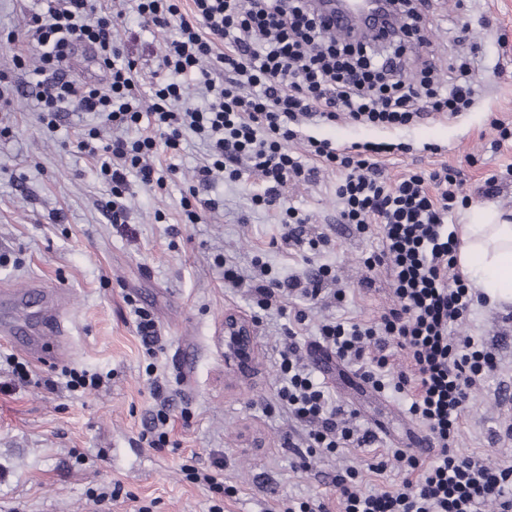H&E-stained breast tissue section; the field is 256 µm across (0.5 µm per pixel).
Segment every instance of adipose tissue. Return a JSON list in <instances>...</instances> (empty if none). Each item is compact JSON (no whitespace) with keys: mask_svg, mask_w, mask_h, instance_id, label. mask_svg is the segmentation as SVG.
Returning a JSON list of instances; mask_svg holds the SVG:
<instances>
[{"mask_svg":"<svg viewBox=\"0 0 512 512\" xmlns=\"http://www.w3.org/2000/svg\"><path fill=\"white\" fill-rule=\"evenodd\" d=\"M459 264L488 299L512 301V221L475 206L461 229Z\"/></svg>","mask_w":512,"mask_h":512,"instance_id":"1","label":"adipose tissue"}]
</instances>
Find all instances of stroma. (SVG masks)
Returning a JSON list of instances; mask_svg holds the SVG:
<instances>
[{"mask_svg": "<svg viewBox=\"0 0 512 512\" xmlns=\"http://www.w3.org/2000/svg\"><path fill=\"white\" fill-rule=\"evenodd\" d=\"M46 0H0V70L9 74L0 89V289L21 288L39 280L63 294L61 313L68 325L62 362L37 360L0 339V512H287L305 500L328 503L339 512L335 478L360 467L368 448H341L297 458L285 445L299 433L278 406V350L287 315L277 311L256 320L255 359L247 375L224 367V315L252 317L255 302L246 289L224 285V262L251 271L262 256L280 276L312 273L318 262L336 270L344 300L325 295L311 305V327L300 338L309 344L315 325L334 317L377 318L391 303L385 276L359 289L362 257L375 250V238L341 223L336 207V172L321 170L316 181L290 182L285 205L299 209L309 232L332 239L322 256L288 249L280 241L276 212L254 207L261 192L258 174L237 182L200 185L199 167L207 150L184 141L164 153L160 165L178 174L165 190L153 192L131 182L127 203L131 235L117 232L103 206L108 189L90 156L77 152V136L97 119L63 111L55 132L37 120L32 95L38 80L14 69L12 57L34 50L24 35L30 13ZM121 36L142 84L154 82L166 37L139 34L131 0ZM424 31L439 73L475 54L477 100L456 117L380 129L346 119L304 127L303 132L336 146L393 143L384 156L391 177L428 173L447 165L460 170L470 204L512 215V140L492 151L497 117L512 127V0H469L464 11L449 10L448 0H431ZM496 177L499 191L484 195V182ZM219 198L223 209L207 223L185 221L181 201L190 189ZM153 315L162 348L147 354L136 332L134 308ZM512 302L476 308L461 328L476 343L493 347L500 369L478 391L458 434V452L477 454L493 466H512V446L495 440L512 425L500 390L512 393V326L501 317ZM22 363L29 379L12 376ZM98 376L99 386L75 388L73 373ZM324 379L350 426L380 438V453L407 448L417 423L406 414V400L383 395L365 384L353 368L332 360ZM167 385L172 399L167 424L170 443L156 450L139 439L160 402L154 382ZM190 419H182V412ZM224 466L232 495L220 496L203 476L214 461Z\"/></svg>", "mask_w": 512, "mask_h": 512, "instance_id": "stroma-1", "label": "stroma"}]
</instances>
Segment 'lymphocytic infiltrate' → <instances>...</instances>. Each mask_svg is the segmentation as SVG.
<instances>
[{
	"instance_id": "f902f5d3",
	"label": "lymphocytic infiltrate",
	"mask_w": 512,
	"mask_h": 512,
	"mask_svg": "<svg viewBox=\"0 0 512 512\" xmlns=\"http://www.w3.org/2000/svg\"><path fill=\"white\" fill-rule=\"evenodd\" d=\"M191 2L186 13L181 0H136L140 30L177 31L161 55L165 77L146 93L124 54L122 12L96 0H49L46 12L32 15L27 28L39 72L54 75L36 84L40 123L54 128L58 105L67 102L112 127L111 140L102 141L99 127H93L77 138L75 147L95 160L108 185L105 207L117 228L129 224L131 178L146 187H164L177 169L158 168L155 160L178 148L188 130L209 151V163L198 171L201 184L217 174L236 181L258 173L264 187L253 202L280 209L281 239L289 246L315 251L330 238L310 235L298 209L282 207L283 187L311 180L313 159L335 170L342 223L381 242L364 260L368 275L360 286L371 288L374 274L385 271L394 304L371 322H323L317 345L325 356L358 367L362 381L374 389L406 395L409 414L423 428L415 447L396 449L392 460L368 464L370 471L381 472L396 463L402 480L394 488L365 492L355 485L354 475L337 476L342 512H482L488 505L494 512H512V467H493L454 451L473 393L498 368L495 351L453 333L474 306L487 303L458 265L460 242L448 224L463 192L456 170L444 166L393 182L378 159L390 152V145L355 143L339 149L300 132L305 120L327 124L343 117L390 129L417 123L428 112L457 116L475 104L473 59L462 61L458 76L447 82L428 62L404 78L406 56L418 53L424 43L414 0H400L396 7L403 18L400 36L373 42L336 39L308 0ZM79 45L93 49L108 72L105 86L69 80L66 67ZM217 70L223 81L214 79ZM187 75L207 96L204 106L180 107ZM146 98L151 104L145 109L141 102ZM141 126L146 134L124 137V130ZM299 139L304 142L300 154L289 148ZM334 279L328 264L303 278L276 276L263 262L250 275L232 264L224 267L225 285L247 287L263 311L293 297L318 301ZM306 320L304 311H295L279 350L277 400L301 427L299 440L289 441V448L333 453L373 447L377 435L346 426L324 382L303 364L296 328ZM394 352L407 360V369L392 371Z\"/></svg>"
}]
</instances>
